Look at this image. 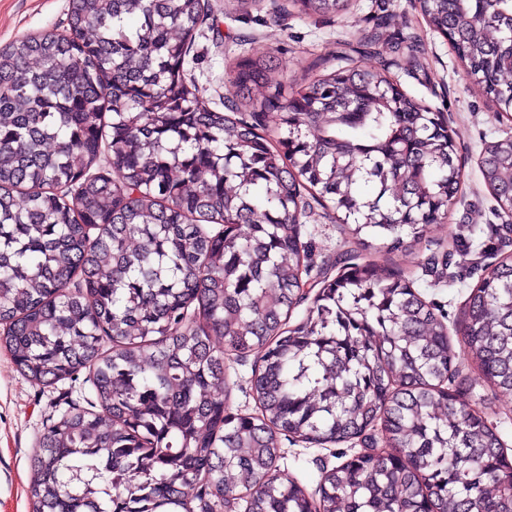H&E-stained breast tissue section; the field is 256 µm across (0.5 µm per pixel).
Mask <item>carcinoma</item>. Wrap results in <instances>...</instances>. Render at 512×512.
Here are the masks:
<instances>
[{
	"label": "carcinoma",
	"mask_w": 512,
	"mask_h": 512,
	"mask_svg": "<svg viewBox=\"0 0 512 512\" xmlns=\"http://www.w3.org/2000/svg\"><path fill=\"white\" fill-rule=\"evenodd\" d=\"M419 8L486 96L512 100V0ZM204 10L70 0L64 34L0 49V346L37 385L87 370L99 407L41 436L32 512H221L239 493L245 512H512V459L455 369L462 354L512 396L511 255L471 288L458 352L413 281L372 262L343 260L288 324L307 198L389 249L445 222L460 183L445 120L347 55L284 102V70L239 56L249 117L210 110L184 69ZM481 176L509 204L512 136L485 143ZM256 351V410L235 412L226 357ZM283 435L366 447L314 496L281 473Z\"/></svg>",
	"instance_id": "obj_1"
}]
</instances>
